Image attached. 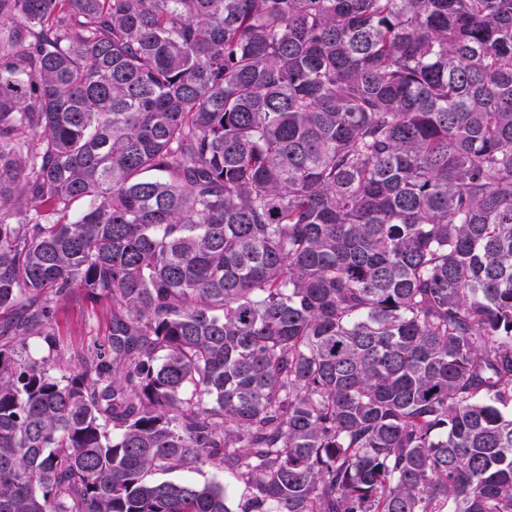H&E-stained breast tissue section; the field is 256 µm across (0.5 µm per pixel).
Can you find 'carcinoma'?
<instances>
[{
    "mask_svg": "<svg viewBox=\"0 0 512 512\" xmlns=\"http://www.w3.org/2000/svg\"><path fill=\"white\" fill-rule=\"evenodd\" d=\"M0 512H512V0H0ZM111 313L112 302L91 303L80 293L58 306L53 328L57 350L69 369L77 370L89 350L105 343ZM156 482H195L198 484L214 483L224 488L226 487L229 493L232 492V482L224 470L204 467L201 470H177L170 472H156L150 477Z\"/></svg>",
    "mask_w": 512,
    "mask_h": 512,
    "instance_id": "1",
    "label": "carcinoma"
}]
</instances>
